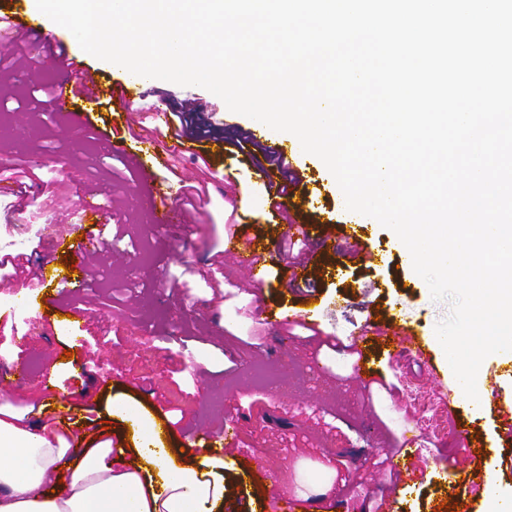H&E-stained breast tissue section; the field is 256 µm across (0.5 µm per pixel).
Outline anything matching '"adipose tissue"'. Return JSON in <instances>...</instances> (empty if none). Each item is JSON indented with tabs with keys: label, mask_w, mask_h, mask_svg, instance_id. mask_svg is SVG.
<instances>
[{
	"label": "adipose tissue",
	"mask_w": 512,
	"mask_h": 512,
	"mask_svg": "<svg viewBox=\"0 0 512 512\" xmlns=\"http://www.w3.org/2000/svg\"><path fill=\"white\" fill-rule=\"evenodd\" d=\"M110 407L131 449L98 436L71 447L39 411L0 418V512H224L229 463L166 446L161 416L131 400Z\"/></svg>",
	"instance_id": "ef3b65f1"
}]
</instances>
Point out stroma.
I'll use <instances>...</instances> for the list:
<instances>
[{
  "instance_id": "1",
  "label": "stroma",
  "mask_w": 512,
  "mask_h": 512,
  "mask_svg": "<svg viewBox=\"0 0 512 512\" xmlns=\"http://www.w3.org/2000/svg\"><path fill=\"white\" fill-rule=\"evenodd\" d=\"M60 77L41 55L34 77L0 73V257L23 263L22 272L0 279V350L29 363L24 380L0 391V406L21 415L72 397L73 444L108 424L113 447H125L124 425L108 416L106 400L113 395L166 415L169 438L179 446H187L197 428L224 437L225 459L247 460L228 477L224 512H276V490L307 504V512H361L376 503L380 512H436L446 500L486 512V494H472L471 487L487 483L512 499V443L499 438L496 414L485 404L462 397L448 407L440 391L453 378L446 361L381 358L382 377L397 387L390 394L365 385L353 360L325 344L329 337L350 342L366 320L387 311L427 344L450 315L451 300L432 299L391 229L368 225L365 241L374 261L349 262L344 279L319 284V335L289 324L253 336L255 306L274 304L290 277L286 262L275 260L265 284L253 287L224 250L226 225L260 235L273 248L285 229L254 163L239 152L217 151L211 140L199 144L209 168L177 158L176 170L205 190L192 215L196 239L187 243L181 228L151 223L135 200L151 185L172 181V171L158 169L144 180L121 157L107 155L95 131L72 133L51 113L26 107L33 87H53ZM154 88L155 97L142 100V107L153 108L159 96L198 101L228 139L249 125L248 117L202 87L158 80ZM293 169L298 183L323 186L316 214H303L304 222L354 221L320 158L300 155ZM229 171L234 179L227 182ZM87 201L97 203L109 227L108 248L87 259L99 275L82 295L62 294L31 314L16 290L36 284L37 262L74 259V251L56 248L55 239L83 233ZM72 309L82 310L83 319L61 323L59 311ZM68 349L74 352L69 360L63 357ZM52 370L57 386L47 392L40 380ZM413 436L422 448V477L412 493L395 498L396 476L377 458ZM466 442L482 446V454L463 463L459 486L444 485L449 458Z\"/></svg>"
}]
</instances>
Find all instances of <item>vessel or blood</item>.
Here are the masks:
<instances>
[{"label": "vessel or blood", "instance_id": "b4317fda", "mask_svg": "<svg viewBox=\"0 0 512 512\" xmlns=\"http://www.w3.org/2000/svg\"><path fill=\"white\" fill-rule=\"evenodd\" d=\"M15 7L14 0H0V33L8 36L17 31L24 32L39 54L50 57L62 72L63 77L56 83L52 94L60 126L82 130L87 125V117L99 112L102 103L108 102L112 105L113 113L124 124H136L137 129L127 139H113L111 132L104 128L99 129L98 134L108 153L131 161L141 175H148L154 167H170L174 157H191L197 154V140L189 136H173L171 147H161L159 133L170 124L167 109L156 107L149 121H136L134 107L138 101L153 93L152 83L144 78L127 76L108 85L102 84V71L70 55L67 45L57 36L48 20L42 18L38 23H30L16 12ZM247 133L262 151L272 155L276 161L275 166H262L260 172L265 178L269 198L277 214L287 220V238H298L314 247L329 240L334 241L339 258L321 264L319 275L324 279L343 276L346 269L345 258H358L366 252L364 225L308 224L291 220V197L281 192V172L290 168L292 158L301 154L300 143L295 141L287 146L283 142L270 140L264 127L259 124L250 125ZM139 203L151 212L155 223L178 224L184 228L192 225L188 212L178 203L172 202L169 191L164 188H154L149 195L140 198ZM224 249L235 255L240 267L255 284L265 283L268 276L265 257L267 247L262 237L234 233L225 238ZM36 275L38 286L44 291L42 302L46 305L53 304L54 291L80 295L88 286V271L82 266L78 267L76 275L71 276L58 270L47 272L45 264L41 263L36 267ZM256 315L258 319L273 326L288 323H298L312 329L318 326L313 311L292 312L283 301L274 307L258 304ZM352 345L359 354L357 372L364 375L371 384L377 382L380 375L379 369L372 366V359L385 356L391 359L409 357L420 361L425 355L415 336L410 334L408 328L397 325L395 317L392 316L380 322H366L357 336L353 337ZM483 399L485 403L495 407L500 421V436L511 440L512 399L502 400L497 377H490ZM394 455L397 459L395 468L405 478L402 488L410 490L412 481L420 471L421 448L417 438H404Z\"/></svg>", "mask_w": 512, "mask_h": 512}]
</instances>
